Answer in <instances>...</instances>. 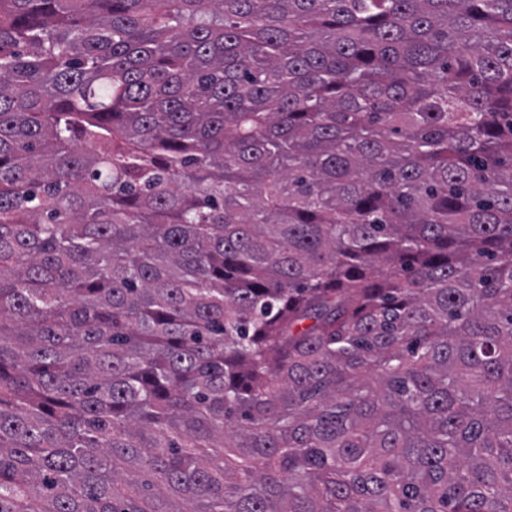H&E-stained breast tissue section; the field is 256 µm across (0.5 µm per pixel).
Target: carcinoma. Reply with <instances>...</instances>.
<instances>
[{
  "mask_svg": "<svg viewBox=\"0 0 512 512\" xmlns=\"http://www.w3.org/2000/svg\"><path fill=\"white\" fill-rule=\"evenodd\" d=\"M0 512H512V0H0Z\"/></svg>",
  "mask_w": 512,
  "mask_h": 512,
  "instance_id": "1",
  "label": "carcinoma"
}]
</instances>
